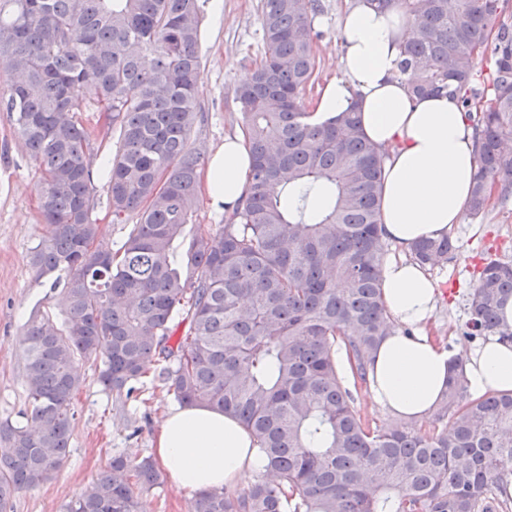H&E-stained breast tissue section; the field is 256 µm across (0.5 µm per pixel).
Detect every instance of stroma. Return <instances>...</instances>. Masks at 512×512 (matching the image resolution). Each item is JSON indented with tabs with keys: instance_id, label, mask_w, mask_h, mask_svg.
<instances>
[{
	"instance_id": "1",
	"label": "stroma",
	"mask_w": 512,
	"mask_h": 512,
	"mask_svg": "<svg viewBox=\"0 0 512 512\" xmlns=\"http://www.w3.org/2000/svg\"><path fill=\"white\" fill-rule=\"evenodd\" d=\"M261 0H224L221 15L203 6L199 52L202 57L201 89L197 95L202 118L190 142L202 155L224 142L226 134L240 129V106L234 89L245 72L246 59L262 53ZM322 11L313 19L319 31L316 57L319 77L306 90V106H313L330 79L340 74L341 42L338 21L344 0H321ZM94 216L101 241L119 247L137 215L123 223L112 220L108 185L95 178ZM41 183L23 140L14 133L8 113L0 112V422L17 421L25 403L24 359L20 333L34 309L61 320V308L47 299V280H35L30 253L45 231L39 214ZM449 235L455 249L431 267L429 274L443 291L442 301L429 323L430 336H441L452 350L470 349L465 338L469 315L467 298L484 263L512 261V203L485 216L463 215ZM81 386L73 398L74 428L68 462L52 481L16 495L8 512H61L62 505L86 491L98 474L118 454L131 461L153 456L155 433L166 413L176 404L163 388L146 389L142 397L126 398L102 391L97 371L79 362ZM192 497L171 482L139 493V512H190Z\"/></svg>"
}]
</instances>
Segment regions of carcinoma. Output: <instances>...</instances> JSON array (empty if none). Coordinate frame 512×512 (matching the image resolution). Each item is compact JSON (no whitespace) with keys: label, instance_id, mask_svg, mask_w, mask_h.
Here are the masks:
<instances>
[{"label":"carcinoma","instance_id":"carcinoma-1","mask_svg":"<svg viewBox=\"0 0 512 512\" xmlns=\"http://www.w3.org/2000/svg\"><path fill=\"white\" fill-rule=\"evenodd\" d=\"M413 20L400 72L412 94L447 91L478 135L468 212L512 201V29L502 0H377ZM200 0H0V110L12 114L42 183L45 232L36 278L61 294L64 325L35 311L24 325L26 408L0 423V512L56 478L69 455L80 378L131 395L158 372L183 406L237 419L265 459L247 489L195 496L190 512H512V396L470 399L463 363L428 429L370 422L355 393L395 324L379 297L383 154L357 113L312 125L303 92L316 70L319 0H262L264 52L235 88L253 166L242 206L214 232L191 223L202 156ZM495 61L492 94L475 61ZM97 91L119 149L104 176L112 217L135 213L117 249L98 240L84 88ZM190 238L182 259L176 246ZM454 249L426 240L414 260ZM512 261H490L469 294L468 339L510 336ZM188 320L177 346V317ZM344 351L351 382L338 368ZM163 481L149 457H112L62 512H137L135 489Z\"/></svg>","mask_w":512,"mask_h":512}]
</instances>
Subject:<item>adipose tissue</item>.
Segmentation results:
<instances>
[{"instance_id": "ef3b65f1", "label": "adipose tissue", "mask_w": 512, "mask_h": 512, "mask_svg": "<svg viewBox=\"0 0 512 512\" xmlns=\"http://www.w3.org/2000/svg\"><path fill=\"white\" fill-rule=\"evenodd\" d=\"M411 27L399 7L346 0L341 74L325 86L310 120L324 124L356 111L364 136L385 155L380 222L393 250L383 258L380 293L397 328L373 351L368 379L374 399L394 421L424 424L448 388L455 355L426 332L441 290L410 253L417 242L447 237L460 223L478 152L475 128L456 97L412 96L400 76L401 46ZM251 167L244 134L226 136L205 173L212 209L234 211ZM462 358L471 393H512V341L488 337ZM154 452L171 483L192 494L237 485L264 465L249 431L205 406L169 410Z\"/></svg>"}]
</instances>
